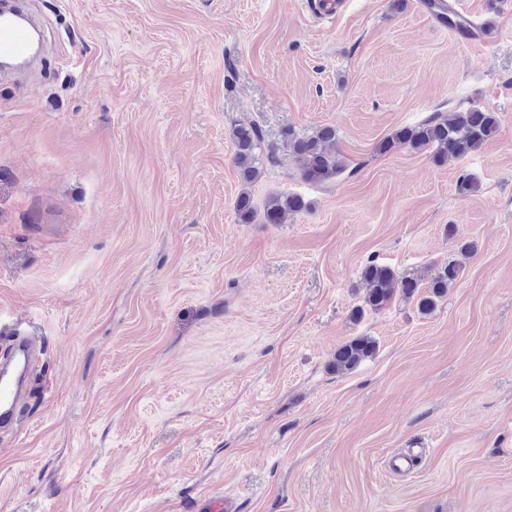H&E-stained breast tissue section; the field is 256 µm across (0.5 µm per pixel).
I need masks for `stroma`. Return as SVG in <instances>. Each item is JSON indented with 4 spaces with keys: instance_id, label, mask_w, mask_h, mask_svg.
Returning <instances> with one entry per match:
<instances>
[{
    "instance_id": "obj_1",
    "label": "stroma",
    "mask_w": 512,
    "mask_h": 512,
    "mask_svg": "<svg viewBox=\"0 0 512 512\" xmlns=\"http://www.w3.org/2000/svg\"><path fill=\"white\" fill-rule=\"evenodd\" d=\"M422 2L27 0L47 49L0 76V321L40 365L0 512H512V0H451L476 39ZM466 108L499 118L466 158L375 151ZM251 122L277 158L246 187ZM324 125L354 173L315 185L281 132ZM244 188L308 208L241 224ZM467 242L432 314L364 309L369 258L427 279ZM234 163L244 186L254 183L261 175L263 137L260 128L254 124H235L232 129ZM269 163L276 160V147L267 145L262 157ZM375 342L365 336H359L341 345L330 362V369L339 375L355 370L363 361L372 357Z\"/></svg>"
}]
</instances>
